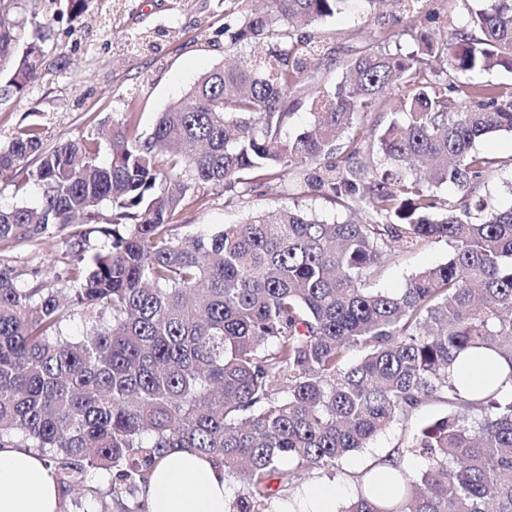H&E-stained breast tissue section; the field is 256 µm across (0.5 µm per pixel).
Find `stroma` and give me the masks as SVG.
<instances>
[{"instance_id": "1", "label": "stroma", "mask_w": 512, "mask_h": 512, "mask_svg": "<svg viewBox=\"0 0 512 512\" xmlns=\"http://www.w3.org/2000/svg\"><path fill=\"white\" fill-rule=\"evenodd\" d=\"M438 21L420 20L416 25L389 22L380 27L369 20L358 0H351L339 17L321 22L319 32L329 46L378 44L382 30L399 32L404 49H412L416 30L439 31L459 25L463 10L454 0H428ZM85 33L65 36V23L44 46L46 70L42 79L24 93L0 91V145H6L19 126L40 125L46 146L78 139H101L103 131L121 121L128 105H136L141 132H150L160 112L183 97L212 67L224 64V7L221 0H91ZM310 91L292 107L287 130L298 134L312 124L313 91H326L343 80L342 66L316 65ZM479 152L502 160L486 180L482 192L497 204L512 203V136L496 134L480 140ZM299 207L327 219H347L345 209L317 192L288 190L255 191L226 201L222 189L210 194L208 205H189L174 221L177 235L209 233L234 224L252 213H272ZM80 227L68 224L52 237L30 244H0V270L17 286L67 288L69 268L65 254L75 251ZM448 246L432 241L422 249L386 262L376 287L389 291L403 288L412 273L443 263ZM431 404L411 417L406 426H394L374 438L369 448L315 471L306 485L319 481L336 486L337 506H344L356 493L351 474L385 457L399 442L403 429L416 430L444 413Z\"/></svg>"}]
</instances>
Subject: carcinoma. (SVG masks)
<instances>
[{"label": "carcinoma", "instance_id": "carcinoma-1", "mask_svg": "<svg viewBox=\"0 0 512 512\" xmlns=\"http://www.w3.org/2000/svg\"><path fill=\"white\" fill-rule=\"evenodd\" d=\"M89 2L57 13L80 22ZM240 2L224 0V49L249 53L203 74L148 136L127 112L106 160L95 139L46 147L36 124L0 148V175L21 171L42 190L35 207L0 210V242L78 218L81 243L104 240L72 264L65 296L0 271V447L37 450L61 494L95 499L89 471L112 474L109 495L133 496L157 459L189 449L242 483L229 512H273L296 481L438 402L447 412L381 460L387 478L374 466L351 475L343 512H512V391L453 375L480 349L512 382V205L479 193L499 160L475 148L512 134V92L469 79L512 72V0H460L465 24L420 31L416 52L368 44L339 59L293 23L349 0H272L263 13ZM397 2L400 21L432 16L425 0ZM19 9L0 0V75L21 93L41 78L60 18L28 30ZM314 61L350 76L324 93L311 130L287 138L288 100L308 91ZM387 92L403 119L358 137V114ZM448 184L456 203L437 193ZM290 185L366 221L295 207L175 234V215L215 187L232 200ZM434 240L448 244L446 262L395 293L372 286L386 260ZM74 306L91 322L78 340L62 332ZM406 455L425 469L408 471Z\"/></svg>", "mask_w": 512, "mask_h": 512}]
</instances>
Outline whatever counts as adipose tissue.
I'll return each mask as SVG.
<instances>
[{
  "mask_svg": "<svg viewBox=\"0 0 512 512\" xmlns=\"http://www.w3.org/2000/svg\"><path fill=\"white\" fill-rule=\"evenodd\" d=\"M145 512H229L232 496L223 469L204 456H164L140 489ZM60 491L52 468L26 448H0V512H58Z\"/></svg>",
  "mask_w": 512,
  "mask_h": 512,
  "instance_id": "obj_1",
  "label": "adipose tissue"
}]
</instances>
